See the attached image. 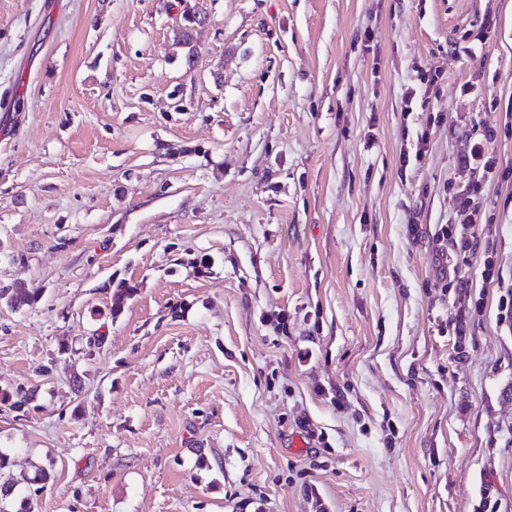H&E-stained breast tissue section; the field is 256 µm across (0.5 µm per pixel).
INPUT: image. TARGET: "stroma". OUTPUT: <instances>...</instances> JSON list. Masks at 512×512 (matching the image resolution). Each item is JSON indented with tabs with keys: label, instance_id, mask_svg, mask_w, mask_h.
<instances>
[{
	"label": "stroma",
	"instance_id": "1",
	"mask_svg": "<svg viewBox=\"0 0 512 512\" xmlns=\"http://www.w3.org/2000/svg\"><path fill=\"white\" fill-rule=\"evenodd\" d=\"M15 281L34 512H512V0H0ZM461 217V232L458 238L453 237L451 239L452 248L450 250L468 253L473 256L477 253L479 247L480 236H478L475 227L480 222H477L472 213L467 211H463Z\"/></svg>",
	"mask_w": 512,
	"mask_h": 512
}]
</instances>
